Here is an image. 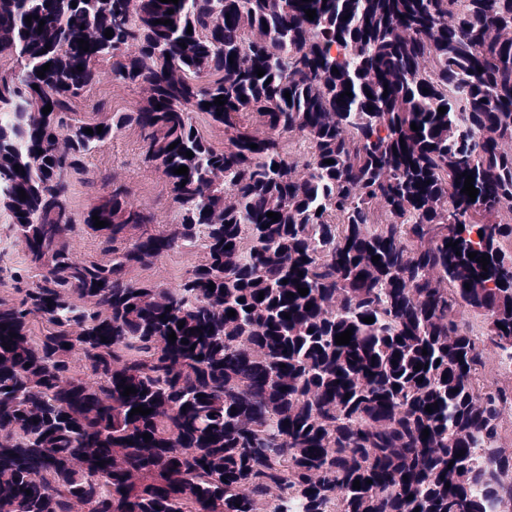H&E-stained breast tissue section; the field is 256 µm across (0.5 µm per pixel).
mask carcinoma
<instances>
[{
  "instance_id": "1",
  "label": "carcinoma",
  "mask_w": 512,
  "mask_h": 512,
  "mask_svg": "<svg viewBox=\"0 0 512 512\" xmlns=\"http://www.w3.org/2000/svg\"><path fill=\"white\" fill-rule=\"evenodd\" d=\"M2 53L0 212L41 274L15 273L19 297L0 299V512H259L274 490L302 512L512 502V388L480 385L486 348L512 359V0H0ZM104 64L141 102L81 118ZM129 127L178 221L149 231L112 173L83 217L110 258L81 261L70 178ZM288 133L308 142L303 175ZM201 233L207 260L176 289L127 278ZM75 351L93 383L70 374ZM139 405L151 413L129 416ZM193 123L200 134L216 150H224V128L213 124L209 117L203 113H194Z\"/></svg>"
}]
</instances>
